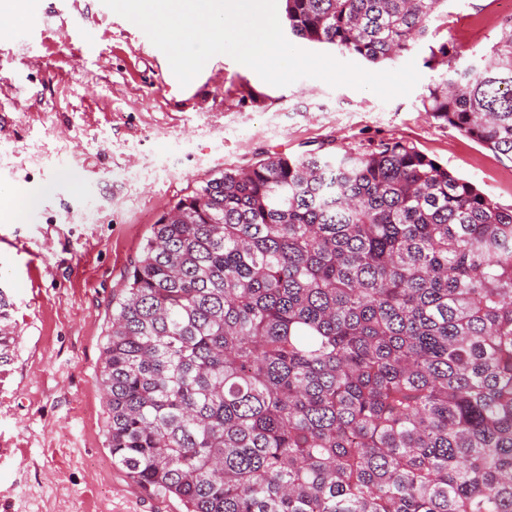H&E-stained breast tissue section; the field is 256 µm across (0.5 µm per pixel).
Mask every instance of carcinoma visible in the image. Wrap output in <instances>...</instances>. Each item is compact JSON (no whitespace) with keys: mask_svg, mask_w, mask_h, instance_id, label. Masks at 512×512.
Masks as SVG:
<instances>
[{"mask_svg":"<svg viewBox=\"0 0 512 512\" xmlns=\"http://www.w3.org/2000/svg\"><path fill=\"white\" fill-rule=\"evenodd\" d=\"M447 2L285 21L380 64ZM422 106L512 161V18ZM101 381L112 463L185 512H512V208L399 140L226 168L153 224Z\"/></svg>","mask_w":512,"mask_h":512,"instance_id":"carcinoma-1","label":"carcinoma"}]
</instances>
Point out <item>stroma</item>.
Instances as JSON below:
<instances>
[{
  "instance_id": "1",
  "label": "stroma",
  "mask_w": 512,
  "mask_h": 512,
  "mask_svg": "<svg viewBox=\"0 0 512 512\" xmlns=\"http://www.w3.org/2000/svg\"><path fill=\"white\" fill-rule=\"evenodd\" d=\"M68 37L59 0H28L41 33L0 41V191L35 199L0 211V286L14 302L12 359L0 367V512H182L115 466L101 354L112 300L159 216L227 168L307 151L364 152L399 139L505 207L512 161L441 125L421 100L451 42L455 69L481 66L501 18L495 0H450L425 39L386 63H414L409 95L303 77L278 87L230 56L181 85L136 24L79 0Z\"/></svg>"
}]
</instances>
